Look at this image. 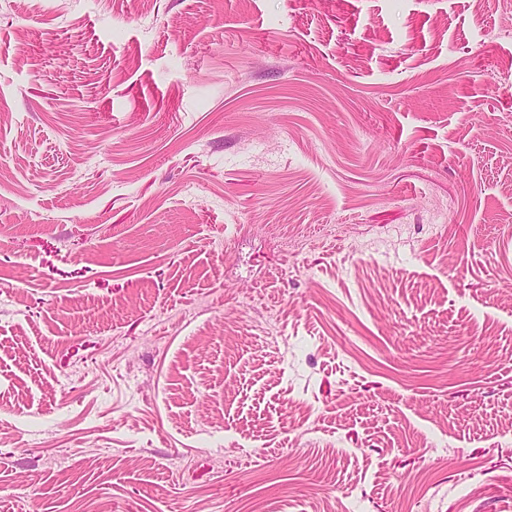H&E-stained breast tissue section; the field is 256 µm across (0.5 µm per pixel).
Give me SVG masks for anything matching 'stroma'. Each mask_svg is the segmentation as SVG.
<instances>
[{"label": "stroma", "mask_w": 512, "mask_h": 512, "mask_svg": "<svg viewBox=\"0 0 512 512\" xmlns=\"http://www.w3.org/2000/svg\"><path fill=\"white\" fill-rule=\"evenodd\" d=\"M0 512H512V0H0Z\"/></svg>", "instance_id": "obj_1"}]
</instances>
